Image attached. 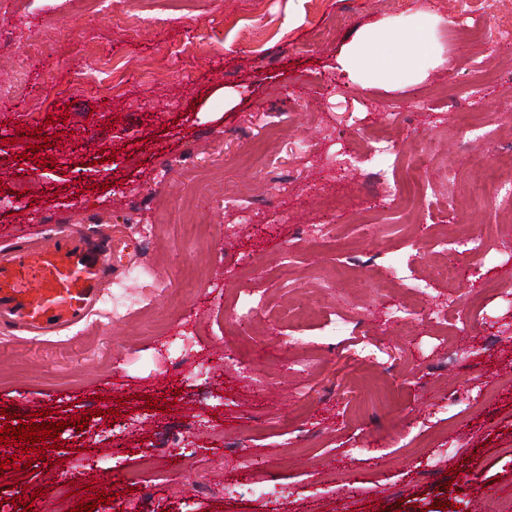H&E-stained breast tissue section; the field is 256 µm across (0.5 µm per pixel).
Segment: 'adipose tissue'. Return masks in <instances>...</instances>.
Wrapping results in <instances>:
<instances>
[{"label": "adipose tissue", "mask_w": 512, "mask_h": 512, "mask_svg": "<svg viewBox=\"0 0 512 512\" xmlns=\"http://www.w3.org/2000/svg\"><path fill=\"white\" fill-rule=\"evenodd\" d=\"M442 18L435 13L406 26L383 24L362 28L336 59L346 82L362 87L396 89L401 80L420 82L443 62L431 36Z\"/></svg>", "instance_id": "1"}]
</instances>
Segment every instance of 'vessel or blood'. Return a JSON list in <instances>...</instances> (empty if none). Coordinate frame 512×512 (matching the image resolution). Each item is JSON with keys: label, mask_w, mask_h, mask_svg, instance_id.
Masks as SVG:
<instances>
[{"label": "vessel or blood", "mask_w": 512, "mask_h": 512, "mask_svg": "<svg viewBox=\"0 0 512 512\" xmlns=\"http://www.w3.org/2000/svg\"><path fill=\"white\" fill-rule=\"evenodd\" d=\"M110 265L81 224L39 247L1 253L0 324L38 334L79 325L98 304Z\"/></svg>", "instance_id": "b4317fda"}]
</instances>
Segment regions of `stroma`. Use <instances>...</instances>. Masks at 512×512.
Returning a JSON list of instances; mask_svg holds the SVG:
<instances>
[{
	"label": "stroma",
	"instance_id": "stroma-1",
	"mask_svg": "<svg viewBox=\"0 0 512 512\" xmlns=\"http://www.w3.org/2000/svg\"><path fill=\"white\" fill-rule=\"evenodd\" d=\"M426 9L447 18L426 80L327 94L358 30ZM463 23L456 0H112L108 17L99 0H0V228L114 224L139 244L70 335L0 329L9 427L42 411L61 426L57 449L0 445V512L89 505L74 475L89 457L122 512L512 506V205L469 187L477 166L512 174V41L449 39ZM485 60L500 76L473 104ZM380 131L407 150L417 206L367 185L371 169L398 174L394 156L328 168ZM276 171L296 177L279 191ZM462 235L485 244L467 282L434 278ZM299 300L310 311L280 318ZM188 330L179 378L168 348ZM364 344L379 359L353 356Z\"/></svg>",
	"mask_w": 512,
	"mask_h": 512
}]
</instances>
